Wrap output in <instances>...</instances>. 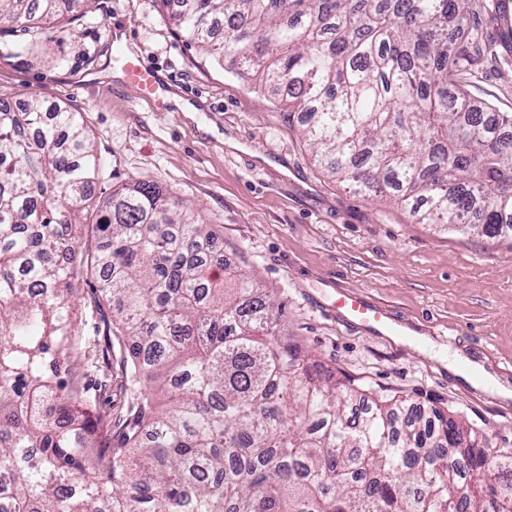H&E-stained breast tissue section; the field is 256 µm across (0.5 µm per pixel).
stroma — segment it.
Masks as SVG:
<instances>
[{"label": "stroma", "instance_id": "obj_1", "mask_svg": "<svg viewBox=\"0 0 512 512\" xmlns=\"http://www.w3.org/2000/svg\"><path fill=\"white\" fill-rule=\"evenodd\" d=\"M487 54L459 71L473 101L512 112V0H471ZM137 55L179 96L155 109L118 79ZM37 97L79 112L101 169L98 198L146 182L197 204L224 241V261L284 305L282 339L296 341L366 399L402 400L480 430L487 449L512 448V399L448 370L461 357L512 389V238L417 223L392 196L355 192L313 159L276 96L206 59L161 0H90L38 32L0 35V101ZM194 107L187 115L181 104ZM78 380L98 412L120 414L124 341L111 360L102 336L112 310L77 266ZM391 311L393 339L342 320L337 289Z\"/></svg>", "mask_w": 512, "mask_h": 512}]
</instances>
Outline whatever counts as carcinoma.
I'll return each instance as SVG.
<instances>
[{"label":"carcinoma","instance_id":"obj_1","mask_svg":"<svg viewBox=\"0 0 512 512\" xmlns=\"http://www.w3.org/2000/svg\"><path fill=\"white\" fill-rule=\"evenodd\" d=\"M176 3L189 44L286 93L331 176L396 190L419 224L512 237V113L475 108L455 79L469 0ZM77 5L0 0V23ZM98 171L79 113L0 102V512H512V448L491 467L436 410L350 407L276 336L279 303L230 266L212 279L223 244L193 207L141 182L98 200ZM87 207L106 347L132 343L114 420L64 380ZM98 219L96 211L84 210L79 217L81 224L75 225L74 235L76 236V245L79 253H92L98 242V229L95 224Z\"/></svg>","mask_w":512,"mask_h":512}]
</instances>
